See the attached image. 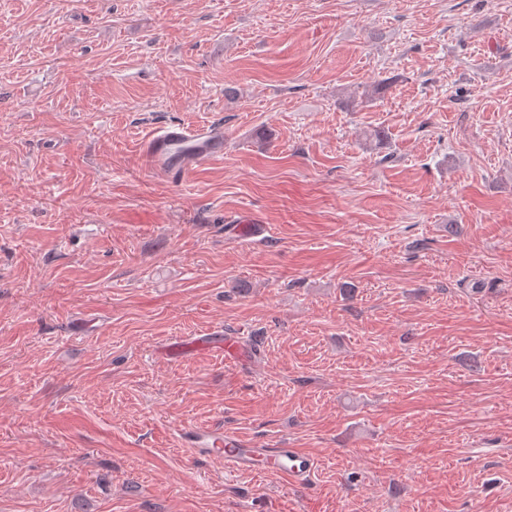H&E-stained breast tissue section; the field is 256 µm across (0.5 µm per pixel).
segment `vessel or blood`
<instances>
[{"mask_svg": "<svg viewBox=\"0 0 512 512\" xmlns=\"http://www.w3.org/2000/svg\"><path fill=\"white\" fill-rule=\"evenodd\" d=\"M141 150L152 169L171 180H181L195 168L224 154V129L216 125L191 128L180 124L166 126L145 138ZM210 352L236 358L241 348L224 336H199L168 344L166 353L176 357L187 352ZM181 437L198 457L220 459L230 472H256L305 483L315 470V462L296 448L259 444L235 431L207 427L183 429Z\"/></svg>", "mask_w": 512, "mask_h": 512, "instance_id": "vessel-or-blood-1", "label": "vessel or blood"}]
</instances>
